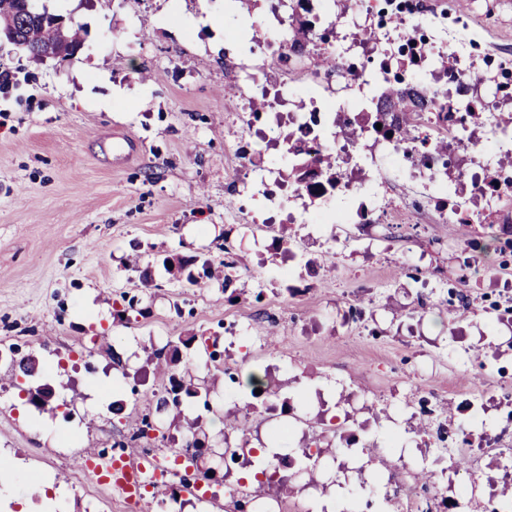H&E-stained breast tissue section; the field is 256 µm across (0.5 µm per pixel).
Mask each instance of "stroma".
<instances>
[{"instance_id": "35a3bbf8", "label": "stroma", "mask_w": 512, "mask_h": 512, "mask_svg": "<svg viewBox=\"0 0 512 512\" xmlns=\"http://www.w3.org/2000/svg\"><path fill=\"white\" fill-rule=\"evenodd\" d=\"M39 2L81 27L85 44L43 63L0 44V350L35 367L27 376L0 359V459L14 475L48 477L27 505L1 493L0 512H87L94 499L100 512H129L77 457L127 442L168 386L153 351L177 347L169 367L181 370L196 358L190 338L228 347L227 366L265 373L272 389L230 397L222 370H200L211 407L188 397L184 409L201 416L207 452L194 467L176 460L185 430L165 414L149 442L164 464L212 477L200 498L173 499L176 482L150 487L145 512H236L242 465L220 456L227 418L244 415L250 447L292 457L316 440L337 451L324 488L291 473L288 512L320 496L356 504L372 482L412 512L401 485L423 470L465 512H483L505 460L472 448L456 466L446 450L462 442H440L437 428L512 437L499 404L512 382L499 252L472 250L471 224H373L349 240L332 225L289 223L288 106L252 120L258 88L238 77L267 48L224 52L269 19V0ZM445 2L449 33L482 31L489 54L512 49V0ZM112 133L139 145L119 165L99 141ZM261 217L282 225L281 244ZM189 257L233 261L232 287L172 279L165 262ZM44 388L48 413L31 403ZM285 402L302 427L248 411Z\"/></svg>"}]
</instances>
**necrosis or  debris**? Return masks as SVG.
<instances>
[{"instance_id": "obj_1", "label": "necrosis or debris", "mask_w": 512, "mask_h": 512, "mask_svg": "<svg viewBox=\"0 0 512 512\" xmlns=\"http://www.w3.org/2000/svg\"><path fill=\"white\" fill-rule=\"evenodd\" d=\"M437 23L428 0H352L330 20L336 64L315 79L336 132L302 153L306 178L288 188L289 201L314 197L319 158L335 155L344 207L317 223L394 224L405 213L437 224H494L502 239L512 238V170L499 164L512 153V127L497 116L505 98L498 86L472 80L484 70L480 41L463 36L450 45L423 33ZM398 78L424 99L412 141L388 135L402 115L384 91ZM436 138L446 152L434 150ZM392 169L417 183L412 197L397 200Z\"/></svg>"}]
</instances>
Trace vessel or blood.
<instances>
[{"label":"vessel or blood","instance_id":"vessel-or-blood-1","mask_svg":"<svg viewBox=\"0 0 512 512\" xmlns=\"http://www.w3.org/2000/svg\"><path fill=\"white\" fill-rule=\"evenodd\" d=\"M80 464L96 476L98 482L117 491L126 502L142 504L143 479L152 462L139 452L131 451L116 459L84 454L80 457Z\"/></svg>","mask_w":512,"mask_h":512}]
</instances>
